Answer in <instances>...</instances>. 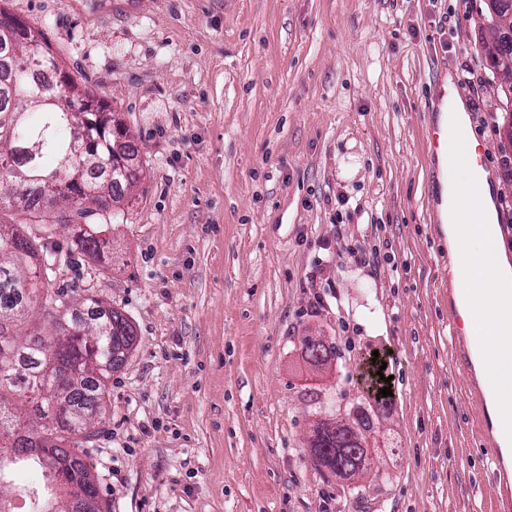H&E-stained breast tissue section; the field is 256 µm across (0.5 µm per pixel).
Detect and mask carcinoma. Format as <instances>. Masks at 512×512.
<instances>
[{
    "label": "carcinoma",
    "instance_id": "1",
    "mask_svg": "<svg viewBox=\"0 0 512 512\" xmlns=\"http://www.w3.org/2000/svg\"><path fill=\"white\" fill-rule=\"evenodd\" d=\"M37 44L27 43L19 34L12 43L0 42V132L19 116L10 135L0 139V180L11 183L10 201L27 217L39 212L30 204L35 190L50 193L56 211L49 224L76 225L77 244L86 254H97L106 241L89 225L91 217L111 209L120 191L140 180L135 165L138 149L131 139L116 143L112 127L100 112H74L66 90L56 84L33 79L36 69L58 71L60 67L35 31ZM57 99L39 104L33 95ZM84 124L96 140L94 148L83 147L73 138V126ZM42 246L26 237L17 224H0V485L10 478L12 467L33 463L43 469L45 481L39 486V508L35 512H56L46 495L48 485L68 490L71 497L98 494L88 466L77 453L93 433L77 426L82 417L101 414L106 381L118 370L135 343V331L119 310L106 308L94 297L84 299L88 318H71L69 330L57 337L37 333L20 341L18 323L35 315L40 293H48L57 307H69L67 293L40 288L50 279L53 264L42 259ZM305 353L320 364L331 357L324 343H305ZM25 391L28 412L7 404V395ZM41 420V429L30 433V418ZM61 456L65 467L44 470L42 459L25 449L42 447ZM365 437L349 428L326 423L316 428L311 452L339 477L353 476L371 467Z\"/></svg>",
    "mask_w": 512,
    "mask_h": 512
}]
</instances>
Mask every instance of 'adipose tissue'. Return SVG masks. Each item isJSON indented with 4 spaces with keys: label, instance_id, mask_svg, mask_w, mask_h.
<instances>
[{
    "label": "adipose tissue",
    "instance_id": "1",
    "mask_svg": "<svg viewBox=\"0 0 512 512\" xmlns=\"http://www.w3.org/2000/svg\"><path fill=\"white\" fill-rule=\"evenodd\" d=\"M455 161L442 165L438 208L447 226L448 243L454 257L453 273L457 282H476L481 286L475 302L482 316L473 323L474 336L492 347L500 343L497 311L505 299H512V260L505 251L489 252L482 224L495 221L493 188H486L485 213L481 223L462 225L457 221L456 204L475 169L474 158L466 145L457 148Z\"/></svg>",
    "mask_w": 512,
    "mask_h": 512
}]
</instances>
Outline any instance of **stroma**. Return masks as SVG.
I'll use <instances>...</instances> for the list:
<instances>
[{"label":"stroma","mask_w":512,"mask_h":512,"mask_svg":"<svg viewBox=\"0 0 512 512\" xmlns=\"http://www.w3.org/2000/svg\"><path fill=\"white\" fill-rule=\"evenodd\" d=\"M129 132L144 177L102 224H27L53 288L136 330L80 455L106 512H490L499 474L448 330V240L428 149L451 78L486 142L512 258L506 100L484 0H0ZM480 77L479 87L463 79ZM333 352L314 365L305 338ZM390 396L357 383L369 356ZM372 467L313 459L322 421Z\"/></svg>","instance_id":"1"}]
</instances>
